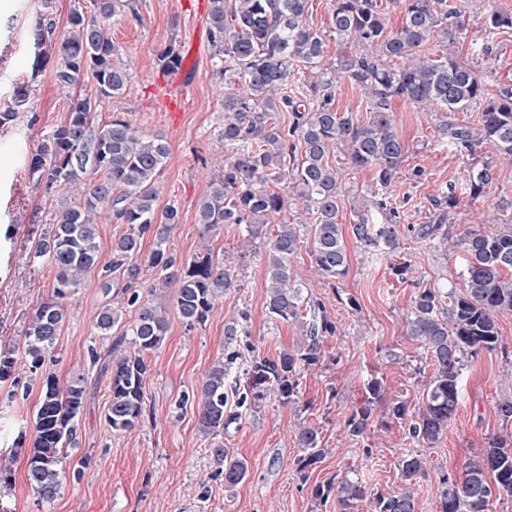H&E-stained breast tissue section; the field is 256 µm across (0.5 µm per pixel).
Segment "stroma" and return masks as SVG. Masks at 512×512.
I'll return each instance as SVG.
<instances>
[{"instance_id": "obj_1", "label": "stroma", "mask_w": 512, "mask_h": 512, "mask_svg": "<svg viewBox=\"0 0 512 512\" xmlns=\"http://www.w3.org/2000/svg\"><path fill=\"white\" fill-rule=\"evenodd\" d=\"M91 0H0V111L14 108L12 120L0 125V352L17 348L36 305L50 296L55 274L46 265L29 262L27 232L44 228L59 197L37 191L29 158L67 118L68 100L56 85L52 66L35 69L32 34L41 16L51 17L57 37H64L73 10L90 11ZM138 20L118 14L110 21L114 43L129 72L123 94L103 101L100 123L121 118L140 132L161 136L169 156L158 178L159 205L175 204L179 224L170 244L178 259L209 251L224 258L235 279L217 301L206 322L186 327L170 288H146V300L165 309L169 321L163 345L148 356L144 415L130 431H112L105 419L110 399L109 375L92 361L105 355L131 324L124 315L109 334L96 320L107 304L98 283L112 262V245L128 230L124 224L98 227L99 262L66 303V319L55 349L43 366L0 382V512H337L335 502L319 504L315 485L337 474H349L369 496L388 494L401 485L398 461L422 451L427 472L415 486L416 512H439L437 486L458 472L466 459L484 447L489 435L512 434V422L496 412L501 396L512 394V314L499 318L503 348L467 357L460 382L459 405L435 447L418 449L405 425L388 418L386 402L402 399L420 405L432 374L424 346L406 334L405 319L418 287L460 289L465 261L461 252L417 239L413 228L425 220L428 196L447 190L461 195L472 162L493 156L480 146L461 156L436 131L437 113L404 100L391 104L406 151L401 174L392 189L402 221L395 251L365 249L352 234L344 239L349 257L345 276L329 286L313 276L307 249L291 260L309 290L324 304L337 325L321 337L320 364L305 367L299 377V400L285 404L268 398L243 411L237 426L223 438L228 457L245 460L249 474L236 485L224 482L214 454L213 438L198 428L193 396L201 378L218 359L252 344L255 353L275 357L301 340L295 325L275 322L266 309L265 258L241 257L236 226L201 235L197 202L208 181L205 161L219 150L224 126V79L218 73L209 40L210 0H136ZM512 11V0H467L464 30L455 50L471 60L484 38L483 21L492 10ZM181 52L197 47L190 67L194 79L184 100L169 108L159 95L169 80L156 55L168 42ZM30 87L22 106L14 90ZM374 173L340 167L341 206L338 222L350 226L368 201ZM485 205L463 199L448 225L451 233L480 225ZM408 264L407 277L396 274ZM248 308L247 332L228 341L226 328L241 308ZM67 380L83 375L87 387L77 427V443L63 461L65 478L52 502L38 501L26 480L27 458L34 439V412L46 375ZM379 378L383 404L377 405L368 440L346 437L344 425L365 398V384ZM318 426L325 458L301 474L295 435L302 424Z\"/></svg>"}]
</instances>
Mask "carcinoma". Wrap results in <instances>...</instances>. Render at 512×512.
<instances>
[{
    "mask_svg": "<svg viewBox=\"0 0 512 512\" xmlns=\"http://www.w3.org/2000/svg\"><path fill=\"white\" fill-rule=\"evenodd\" d=\"M308 0H210L209 37L213 57L224 73V128L219 133L224 150L212 158L207 190L198 202L201 233L226 224L241 228L242 256L265 253L266 308L270 319L298 326L304 341L294 350L274 358L254 356L245 369L243 387H234L230 401L227 381L240 353L231 351L206 371L194 395L198 425L214 437L239 422L240 409L257 407L273 396L288 403L298 399L300 368L320 363L319 337L336 333V324L311 305L301 316L304 282L297 279L291 258L300 243L310 244L312 265L322 278L337 279L347 272L348 252L338 223L341 187L337 167L329 156L344 157L355 169L374 171L371 207L382 215L372 222L364 211L356 213L351 233L365 248L399 245V211L389 202L401 171L405 146L396 130L391 102L394 98L428 112H476V123L440 122L439 134L460 154L471 155L483 144L495 150L494 158L468 170L466 190L470 201L486 202L482 227H468L448 236L450 213L460 199L450 193L430 200L427 220L416 235L437 238L465 257L463 286L458 291L420 287L416 292L407 335L430 353L433 373L425 385L422 403L410 407L406 400L388 406L389 417L408 426L419 446L439 443L459 405V380L464 358L501 343L498 317L512 312V225L500 224L495 195L494 167L512 164V86L488 89L484 67L458 61L453 44L463 30L464 5L448 0H389L400 10L402 22L387 29L379 0H335L329 30L307 23ZM94 12H71L70 31L54 36L53 23L35 25L36 68L51 61L59 88L69 92L68 116L31 155L29 168L38 174L37 185L53 196L67 186H83V203L60 204L49 230L38 238L30 257L55 272L53 295L35 308L23 333L19 353H0V382L16 370H36L43 365L60 335L65 300L81 284L83 275L98 261L97 226L111 222L129 225V232L112 247V272L127 275L123 299L106 305L96 326L108 334L123 312L134 313L125 331L130 348L115 343L104 369L110 371V399L105 417L115 432L129 431L142 420L145 383L150 374L146 356L168 335L165 312L140 293V277L175 289L178 310L190 329L206 321L224 291L234 286L224 259L210 252L179 260L169 247L171 226L180 223L179 209L167 204L158 209L157 178L169 148L160 136L139 135L121 119L95 122L102 101L121 96L129 73L119 62V47L112 41L109 20L124 11L135 12L132 0H93ZM512 31V12L493 11L486 18L485 39ZM352 51L340 52L324 63L328 37ZM448 39L447 51L431 54L426 47L434 38ZM180 49L168 44L157 53L158 65L171 72L180 65ZM295 64L312 73L310 88L315 102L288 94V79ZM92 78L94 94L79 91ZM344 81L361 87L370 99L369 117L333 107L335 91ZM291 113L283 125L280 113ZM301 159H295L297 146ZM291 188L306 223L278 219L286 211L288 195L271 184ZM153 248L143 254L144 238ZM84 378L66 384L49 374L43 380L35 411V438L27 459V481L41 502L60 493L66 449L76 445V420L84 404ZM381 381L366 384L364 403L345 423L349 439L368 436L374 407L382 400ZM299 470L321 462L326 455L318 428L302 425L296 434ZM224 462V482L236 485L248 474V464L228 459L224 446L213 449ZM427 460L408 453L398 462L403 488L367 499L366 487L347 476L338 484L314 488L325 503L336 496L339 512H358L363 500L371 512H415L412 485L425 475ZM512 496V436L491 435L484 448L468 458L462 472L442 480L439 512H491L493 497Z\"/></svg>",
    "mask_w": 512,
    "mask_h": 512,
    "instance_id": "obj_1",
    "label": "carcinoma"
}]
</instances>
